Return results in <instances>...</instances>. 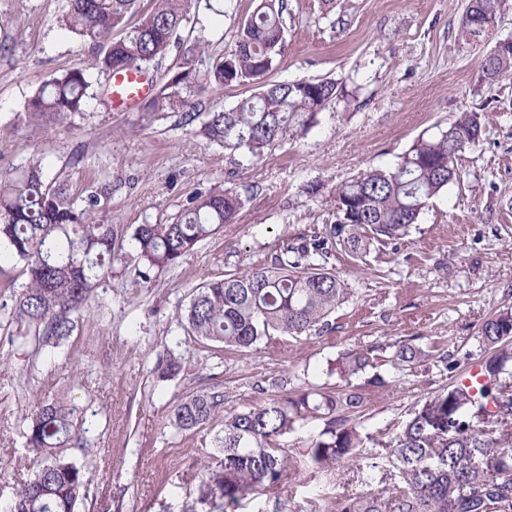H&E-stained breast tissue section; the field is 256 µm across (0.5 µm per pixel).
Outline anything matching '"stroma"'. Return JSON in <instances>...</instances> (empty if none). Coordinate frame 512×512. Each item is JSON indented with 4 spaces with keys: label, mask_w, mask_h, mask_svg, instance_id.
I'll use <instances>...</instances> for the list:
<instances>
[{
    "label": "stroma",
    "mask_w": 512,
    "mask_h": 512,
    "mask_svg": "<svg viewBox=\"0 0 512 512\" xmlns=\"http://www.w3.org/2000/svg\"><path fill=\"white\" fill-rule=\"evenodd\" d=\"M66 0H0V176L42 157L72 196L108 182L112 197L97 222L116 239L145 222L166 223L197 189L229 188L243 205L234 223L186 254L173 269L142 278L115 264L76 328L54 352L10 346L18 327L0 311V508L34 475L24 417L44 399L68 394L85 409L89 448L80 512H181L196 496L187 474L208 431L180 432L172 405L211 383L224 408L241 409L313 385L363 396L350 415L363 436L351 460L244 501L239 512H298L380 488L394 472L386 445L424 398L454 384L489 354L479 329L512 309V79L477 80L495 44L512 38V6L489 36H458L467 0H288L287 49L273 81L331 79L339 97L306 132L288 135L255 162L196 136L182 113L113 110L96 87L73 123L28 121L26 100L45 81L94 65L87 43L61 26ZM255 0H224L223 15L199 9L206 39L227 52ZM484 116L479 139L456 160L459 182L432 198L408 236L361 260L337 249L331 263L350 288L332 332L285 339L275 348L219 349L189 337L181 321L195 288L244 271L282 241L330 223L332 190L392 165L419 138L446 129L456 113ZM319 186L316 195L309 186ZM433 350L419 364L398 361L402 344ZM368 352L365 373L333 372L340 352ZM183 369L161 378L167 356ZM284 379L282 387L273 382Z\"/></svg>",
    "instance_id": "stroma-1"
}]
</instances>
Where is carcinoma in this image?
Returning <instances> with one entry per match:
<instances>
[{
    "instance_id": "cac0c4a2",
    "label": "carcinoma",
    "mask_w": 512,
    "mask_h": 512,
    "mask_svg": "<svg viewBox=\"0 0 512 512\" xmlns=\"http://www.w3.org/2000/svg\"><path fill=\"white\" fill-rule=\"evenodd\" d=\"M507 0H469L459 35L464 40L489 34ZM67 0L62 23L69 32L99 50L94 69H72L44 83L26 101L29 121L63 124L85 111L99 76L136 67L147 70L176 51L178 70L143 107L145 112L185 113L193 123L194 97L207 86L255 84L257 93L235 107L213 106L197 133L220 147L240 150L258 160L293 131L305 130L338 96L332 80L267 83L285 50L287 0H260L241 24L234 48L209 54L206 69L198 59L209 41L185 40V27L196 28L192 0ZM512 78V44L486 55L478 83ZM482 117L464 111L439 136L413 143L390 168L372 170L337 186L332 224L314 226L285 241L261 263L228 273L195 289L182 315L189 336L244 351L264 343L274 347L334 329L336 309L348 300L345 280L329 268L340 247L362 259L375 245L409 233L429 201L459 178L455 162L481 134ZM112 188L98 185L78 198L60 175L50 176L38 158L9 177H0V262L23 263L27 283L3 304L24 325L37 349L61 346L76 328L100 282L114 263L126 260L115 250L112 225L94 216ZM242 206L230 189L207 188L182 205L172 221L132 227V259L148 271H164L198 244L233 223ZM480 339L496 348L512 342V310L487 318ZM425 347L405 343L396 358L422 363ZM512 357L503 351L486 359L483 382L475 389L450 385L423 403L387 445L397 474L377 492L337 499L334 512H512ZM368 354L350 351L336 369L347 378L364 372ZM220 384L178 400L170 424L179 431L209 429L220 433L188 466L198 481L199 512H236L242 501L264 494L296 474L293 457L281 439L310 418L326 419L325 428L307 438L306 466L317 473L350 458L362 447L355 425L336 421V412L358 407L355 391L341 395L309 387L296 397L269 398L224 413ZM26 444L40 463L33 480L23 484L4 512H78L85 468L72 453L91 446L83 406L73 396L42 401L25 418Z\"/></svg>"
}]
</instances>
